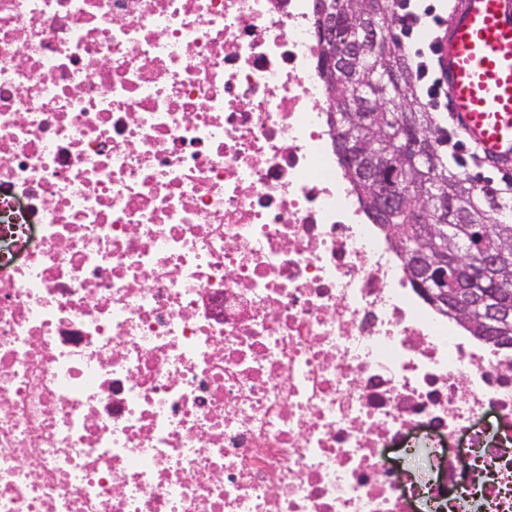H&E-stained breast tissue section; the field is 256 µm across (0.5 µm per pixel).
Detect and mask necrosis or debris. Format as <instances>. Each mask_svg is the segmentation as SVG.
<instances>
[{"label":"necrosis or debris","mask_w":512,"mask_h":512,"mask_svg":"<svg viewBox=\"0 0 512 512\" xmlns=\"http://www.w3.org/2000/svg\"><path fill=\"white\" fill-rule=\"evenodd\" d=\"M316 0H0V512H512V346L407 280Z\"/></svg>","instance_id":"4bbe7bcc"}]
</instances>
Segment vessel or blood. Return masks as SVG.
I'll return each instance as SVG.
<instances>
[{"label":"vessel or blood","mask_w":512,"mask_h":512,"mask_svg":"<svg viewBox=\"0 0 512 512\" xmlns=\"http://www.w3.org/2000/svg\"><path fill=\"white\" fill-rule=\"evenodd\" d=\"M465 146L512 171V0H456L432 39Z\"/></svg>","instance_id":"vessel-or-blood-1"}]
</instances>
